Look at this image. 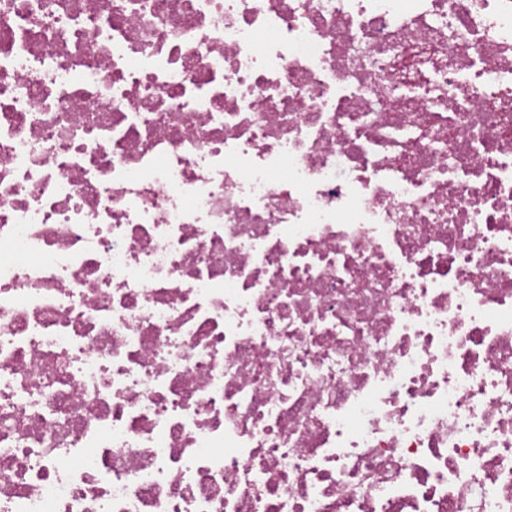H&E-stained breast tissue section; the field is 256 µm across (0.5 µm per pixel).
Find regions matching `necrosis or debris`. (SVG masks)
Segmentation results:
<instances>
[{"mask_svg":"<svg viewBox=\"0 0 512 512\" xmlns=\"http://www.w3.org/2000/svg\"><path fill=\"white\" fill-rule=\"evenodd\" d=\"M0 512H512V0H0Z\"/></svg>","mask_w":512,"mask_h":512,"instance_id":"1","label":"necrosis or debris"}]
</instances>
